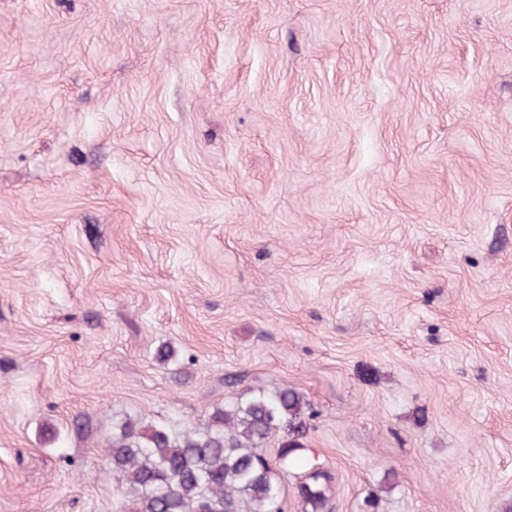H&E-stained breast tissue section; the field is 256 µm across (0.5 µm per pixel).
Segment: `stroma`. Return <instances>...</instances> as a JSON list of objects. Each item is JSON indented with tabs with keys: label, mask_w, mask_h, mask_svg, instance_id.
<instances>
[{
	"label": "stroma",
	"mask_w": 512,
	"mask_h": 512,
	"mask_svg": "<svg viewBox=\"0 0 512 512\" xmlns=\"http://www.w3.org/2000/svg\"><path fill=\"white\" fill-rule=\"evenodd\" d=\"M277 387L332 512L512 506V0H0V512Z\"/></svg>",
	"instance_id": "stroma-1"
}]
</instances>
